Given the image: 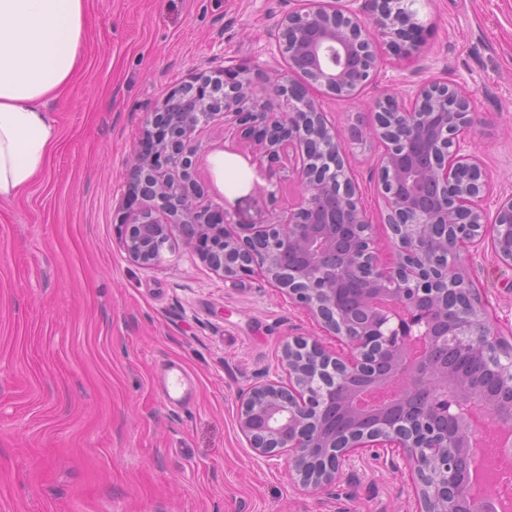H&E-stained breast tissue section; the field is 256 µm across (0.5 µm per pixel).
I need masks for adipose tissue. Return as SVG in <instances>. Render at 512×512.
<instances>
[{
	"instance_id": "1",
	"label": "adipose tissue",
	"mask_w": 512,
	"mask_h": 512,
	"mask_svg": "<svg viewBox=\"0 0 512 512\" xmlns=\"http://www.w3.org/2000/svg\"><path fill=\"white\" fill-rule=\"evenodd\" d=\"M84 0H0V199L18 196L57 143L49 100L82 63Z\"/></svg>"
}]
</instances>
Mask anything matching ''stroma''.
<instances>
[{
	"label": "stroma",
	"mask_w": 512,
	"mask_h": 512,
	"mask_svg": "<svg viewBox=\"0 0 512 512\" xmlns=\"http://www.w3.org/2000/svg\"><path fill=\"white\" fill-rule=\"evenodd\" d=\"M308 0H86L79 71L50 108L58 144L43 175L0 200V512H415L406 473L344 468L312 492L288 456L262 458L238 427L240 397L284 377L295 337H332L258 275L228 281L173 238L148 268L122 249L128 166L153 112L201 72L248 68L267 102L281 23ZM423 40L398 59L372 28L384 62L351 97L317 90L341 138L381 253V147L369 134L384 96L429 82L473 93L461 140L482 163L481 206L512 196V0H415ZM363 140L349 138L352 128ZM204 201L234 224H269L297 182L234 132H204L196 153ZM468 274L512 343V266L490 241ZM176 361L193 378L183 404L158 379Z\"/></svg>",
	"instance_id": "obj_1"
}]
</instances>
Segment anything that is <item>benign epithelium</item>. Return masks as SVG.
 Listing matches in <instances>:
<instances>
[{"mask_svg":"<svg viewBox=\"0 0 512 512\" xmlns=\"http://www.w3.org/2000/svg\"><path fill=\"white\" fill-rule=\"evenodd\" d=\"M372 4L384 34L404 42L403 54L411 56L419 46L415 12L392 9L391 0ZM281 39L288 76L275 85L277 105L260 102L240 68L223 79L199 77L153 113L130 165L122 247L132 262L151 267L177 234L226 279L261 274L336 338V353L317 338L286 343L288 384L268 380L244 395L239 428L256 454L288 453L299 484L314 490L336 482L356 459L403 466L416 512H490L475 500L472 448L486 432L484 421L512 429V345L461 259L488 234L498 259L512 266V196L499 201L487 224L478 204L480 162L462 152L459 140L472 122L471 93L431 82L407 104L386 97L374 113L384 223L394 236V250L382 256L355 182L336 165L343 142L310 95L314 86L337 96L359 92L381 63L375 43L355 12L322 6L288 15ZM217 122L233 125L271 162L291 165L303 188L276 222L254 225L244 236L223 210L199 201L193 143ZM333 224L354 227L355 241L342 254L323 229ZM436 251L448 253L446 266L429 263ZM364 268L370 287L350 303L342 286L348 272ZM442 350L474 358L483 370L455 373L435 362ZM381 364L392 369L374 388L394 379L427 394L416 420L387 406L363 407L352 382ZM338 402L352 418L341 434L327 426Z\"/></svg>","mask_w":512,"mask_h":512,"instance_id":"7a95c632","label":"benign epithelium"}]
</instances>
